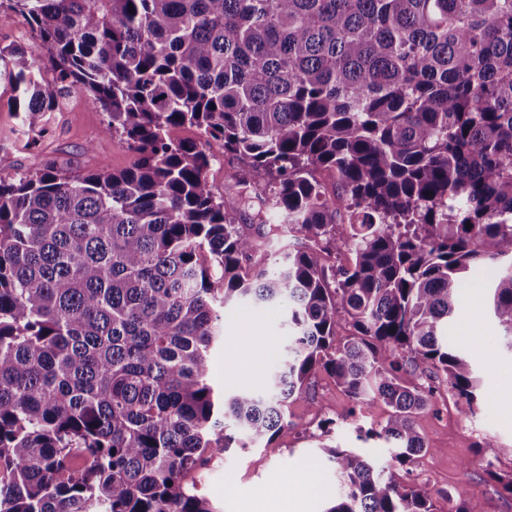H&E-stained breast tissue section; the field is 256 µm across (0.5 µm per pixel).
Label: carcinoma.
<instances>
[{
	"mask_svg": "<svg viewBox=\"0 0 512 512\" xmlns=\"http://www.w3.org/2000/svg\"><path fill=\"white\" fill-rule=\"evenodd\" d=\"M49 54L0 47L22 134L73 90L139 152L116 173L0 176V512H215L184 483L232 421L257 444L319 370L389 412L329 461L325 512H435L399 474L440 375L461 413L479 376L448 342L493 269L512 349V0H0ZM191 127L198 139L172 132ZM224 142L232 183L207 171ZM337 177L333 192L318 178ZM283 261L262 256L282 232ZM353 254L350 264L325 256ZM288 305V356L221 397L213 344L232 302ZM352 333L333 346L336 329ZM488 474L498 445L477 443ZM451 512H483L458 494ZM207 149L213 153L215 156L220 158L221 162L220 164L215 165L210 169L208 172V179L212 183V185L215 188V191L218 194H224V187L227 182H225L224 179V170L229 169V165L223 160V154H224V145L223 142L220 140H211L209 144L207 145Z\"/></svg>",
	"mask_w": 512,
	"mask_h": 512,
	"instance_id": "carcinoma-1",
	"label": "carcinoma"
}]
</instances>
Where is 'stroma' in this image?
<instances>
[{
    "mask_svg": "<svg viewBox=\"0 0 512 512\" xmlns=\"http://www.w3.org/2000/svg\"><path fill=\"white\" fill-rule=\"evenodd\" d=\"M21 45L41 68H48L45 46L35 39L21 16H0V46ZM12 92L0 85V175L32 173L53 163L71 162L74 170L119 172L135 165L138 155L119 136L106 133L108 118L82 93L66 97L55 115L54 131L40 146L28 149L23 139L11 137L20 120L10 107ZM490 270L478 272L464 288L459 315L448 327L450 341L470 360L481 376L482 395L472 415L461 414L448 399L443 379L431 378L437 390L432 406L420 413L416 426L435 445L433 452L416 459L410 478L429 491L438 512H449V499L458 493L478 500L484 512H512V495L491 479L475 445L492 437L498 445L495 469L512 473V350L487 309L486 284ZM254 336V350L271 344L272 354L264 368L237 380L225 379L234 362L231 351L245 348V336ZM287 314L282 307L258 308L242 302L224 308V339L212 351L211 377L225 392L261 390L268 369L286 355ZM388 408L376 402L355 408L337 388L333 378L318 372L307 395L288 405L290 424L271 442L246 448L231 444L224 454L189 472L185 480L212 503L215 512H273L290 488L310 480L304 512H325L338 491L336 474L326 448H359L357 426L383 422ZM332 424L330 434L319 425Z\"/></svg>",
    "mask_w": 512,
    "mask_h": 512,
    "instance_id": "35a3bbf8",
    "label": "stroma"
}]
</instances>
